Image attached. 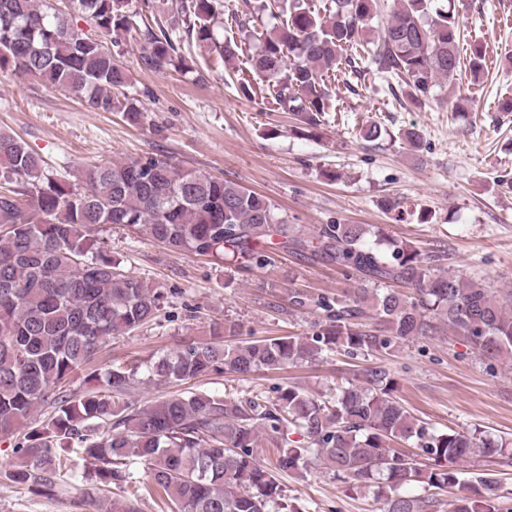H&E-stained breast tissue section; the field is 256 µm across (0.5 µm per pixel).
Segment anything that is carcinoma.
Segmentation results:
<instances>
[{"label":"carcinoma","mask_w":512,"mask_h":512,"mask_svg":"<svg viewBox=\"0 0 512 512\" xmlns=\"http://www.w3.org/2000/svg\"><path fill=\"white\" fill-rule=\"evenodd\" d=\"M0 0V71L40 79L72 93L96 112H143L124 89L122 38L142 42V65L155 72L190 68L162 22L140 25L127 0ZM221 0H179L187 39L210 46L211 60L239 56L250 39L249 17L234 15L240 38L215 36ZM376 0H292L288 17L263 34L246 70L267 82L271 103L307 131L336 111L331 81L371 67L409 88L420 104L435 86L453 83L468 56L472 76L486 67L483 46L462 53L463 31L445 0H394L388 21L370 26ZM79 18L88 26L73 22ZM0 438L15 440L9 479L52 496L84 461L93 491L138 480L144 466L169 512H298L284 501L275 471L299 473L322 461L350 491L374 490L382 512H436L438 500L415 489L462 487L456 464L481 452L512 456V448L475 433L431 432L391 396L387 369L320 399L299 386L235 399L180 386L209 373L276 372L315 359L333 346L350 354L390 350L433 336L438 324L463 332L492 367L512 359V288L449 272L445 255L423 256L368 224H322L312 235L278 217L264 196L236 182L147 152L123 162L93 163L82 186L51 177L26 143L0 133ZM103 225L144 232L167 249L262 268L287 250L359 276L355 288L322 296L325 324L311 337L268 336L226 343L188 342L146 365L147 379L174 388L163 401L137 406L127 396L137 371L115 365L88 370L102 345L152 320L160 294L125 274L99 246ZM415 290L410 299L387 283ZM84 372L79 394L52 388ZM52 414L31 416L46 401ZM300 438H289V429ZM274 463L255 454L260 435ZM415 438L430 455L422 468L397 448ZM463 492L451 512H502L493 479Z\"/></svg>","instance_id":"cac0c4a2"}]
</instances>
